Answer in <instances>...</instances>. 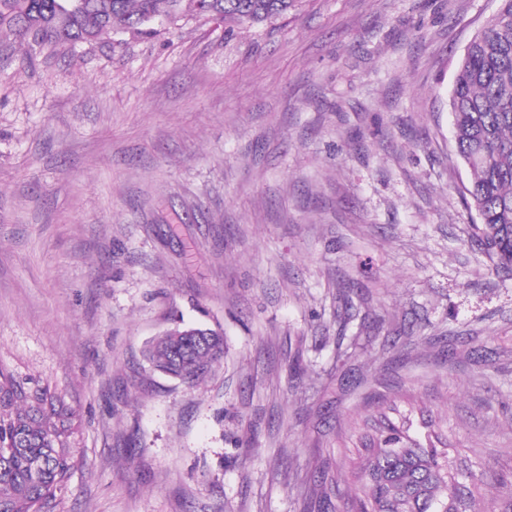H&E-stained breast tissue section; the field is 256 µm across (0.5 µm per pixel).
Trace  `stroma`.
I'll list each match as a JSON object with an SVG mask.
<instances>
[{
  "mask_svg": "<svg viewBox=\"0 0 512 512\" xmlns=\"http://www.w3.org/2000/svg\"><path fill=\"white\" fill-rule=\"evenodd\" d=\"M498 5L297 0L29 66L0 37V363L80 420L49 512H344L336 435L386 400L512 479V273L448 108ZM178 325L224 334L194 385L145 356Z\"/></svg>",
  "mask_w": 512,
  "mask_h": 512,
  "instance_id": "obj_1",
  "label": "stroma"
}]
</instances>
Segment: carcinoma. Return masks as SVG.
Here are the masks:
<instances>
[{
	"label": "carcinoma",
	"instance_id": "carcinoma-1",
	"mask_svg": "<svg viewBox=\"0 0 512 512\" xmlns=\"http://www.w3.org/2000/svg\"><path fill=\"white\" fill-rule=\"evenodd\" d=\"M0 0V33L27 47L23 62L47 47L75 48L127 32L154 33L184 15L261 23L282 17L294 0ZM463 185L483 253L493 270L512 273V0H500L497 22L477 34L460 59L450 94ZM224 356L223 334L174 331L148 350L152 368L193 384ZM429 446L381 409L359 436L353 476L359 493L346 512H480L476 492L486 473L463 468L436 433ZM75 411L39 377L0 364V512H44L74 468Z\"/></svg>",
	"mask_w": 512,
	"mask_h": 512
}]
</instances>
